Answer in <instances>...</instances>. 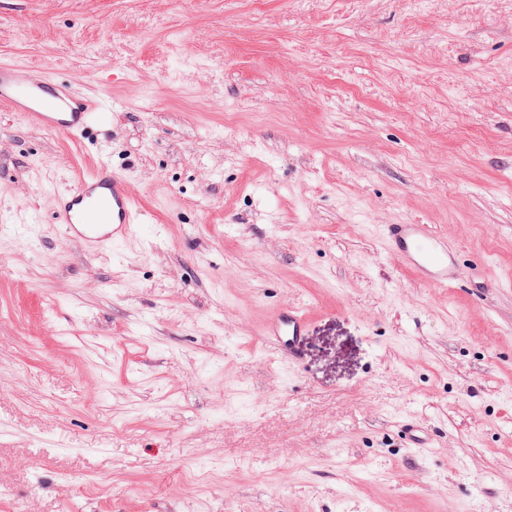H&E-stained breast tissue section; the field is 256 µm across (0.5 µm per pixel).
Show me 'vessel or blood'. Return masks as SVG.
Instances as JSON below:
<instances>
[{
    "label": "vessel or blood",
    "instance_id": "1",
    "mask_svg": "<svg viewBox=\"0 0 512 512\" xmlns=\"http://www.w3.org/2000/svg\"><path fill=\"white\" fill-rule=\"evenodd\" d=\"M0 103L34 117L48 131L74 139L88 138L104 107L102 101L87 97L48 69L6 61L0 62ZM52 214L64 233L90 256L132 239L142 222V210L126 174L104 160L55 197ZM375 235L388 254L433 287L447 288L479 275L477 267L463 266L447 241L430 235L425 225L382 224L376 226ZM307 323L304 308L291 304L268 319L261 336L287 351L294 366ZM401 430L406 447L423 451L436 445L435 433L419 419L403 418Z\"/></svg>",
    "mask_w": 512,
    "mask_h": 512
}]
</instances>
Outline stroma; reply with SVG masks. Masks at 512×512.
I'll return each mask as SVG.
<instances>
[{"label": "stroma", "mask_w": 512, "mask_h": 512, "mask_svg": "<svg viewBox=\"0 0 512 512\" xmlns=\"http://www.w3.org/2000/svg\"><path fill=\"white\" fill-rule=\"evenodd\" d=\"M1 58L109 104L0 105V512H512V0H0ZM101 159L143 222L90 258L52 200ZM375 236L383 249L423 282L448 288L479 276V267H465L446 240L429 234L425 224H381ZM307 315L302 306L288 304L268 319L260 336L268 343H275L283 350L288 351V363L298 365L299 356L296 353L300 348L302 336L307 331ZM401 430L404 434L406 447L417 448L422 451L435 448V433L426 427L418 418H403L401 421Z\"/></svg>", "instance_id": "35a3bbf8"}]
</instances>
